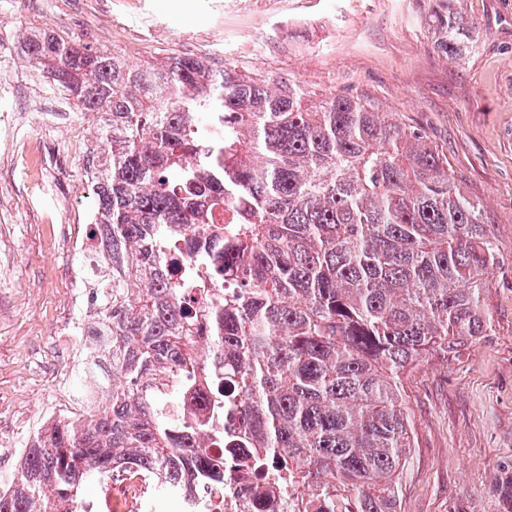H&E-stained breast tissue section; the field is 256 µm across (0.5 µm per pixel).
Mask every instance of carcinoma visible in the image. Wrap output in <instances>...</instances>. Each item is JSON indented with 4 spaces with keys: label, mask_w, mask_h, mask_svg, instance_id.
<instances>
[{
    "label": "carcinoma",
    "mask_w": 512,
    "mask_h": 512,
    "mask_svg": "<svg viewBox=\"0 0 512 512\" xmlns=\"http://www.w3.org/2000/svg\"><path fill=\"white\" fill-rule=\"evenodd\" d=\"M431 22L449 59L475 30L453 0H435ZM23 52L99 115L91 239L112 280L97 278L87 418L37 431L0 512H69L130 467L183 512H197L193 487L246 512L263 471L295 512H397L412 448L401 376L483 332L498 256L445 155L358 99L311 105L290 82L201 57L130 65L53 31ZM182 250L203 265L178 285L167 257ZM228 276L231 289L208 287ZM195 380L236 424L214 433L188 409Z\"/></svg>",
    "instance_id": "cac0c4a2"
}]
</instances>
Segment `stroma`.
Listing matches in <instances>:
<instances>
[{"label": "stroma", "instance_id": "obj_1", "mask_svg": "<svg viewBox=\"0 0 512 512\" xmlns=\"http://www.w3.org/2000/svg\"><path fill=\"white\" fill-rule=\"evenodd\" d=\"M454 3L476 22V40L448 59L433 45L432 0H0V37L13 44L0 74L15 87L0 110L18 118L0 153V409L16 420L0 448L25 450L49 423L67 349L81 360L66 390L89 387L90 338L48 329L67 302L63 271L83 260L62 227L93 206L72 163L80 144L41 130L57 92L22 51L31 31H55L133 64L205 57L295 83L310 102L358 98L447 157L449 174L482 206L498 263L481 294L486 332L430 350L403 377L413 446L397 512H512V0Z\"/></svg>", "mask_w": 512, "mask_h": 512}]
</instances>
